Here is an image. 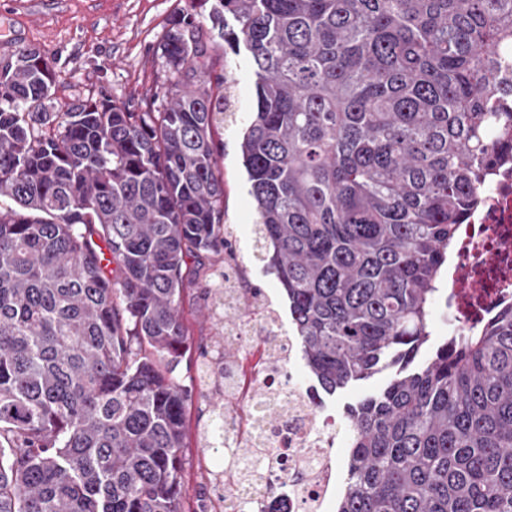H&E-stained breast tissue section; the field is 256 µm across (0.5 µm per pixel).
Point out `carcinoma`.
<instances>
[{
    "instance_id": "carcinoma-1",
    "label": "carcinoma",
    "mask_w": 512,
    "mask_h": 512,
    "mask_svg": "<svg viewBox=\"0 0 512 512\" xmlns=\"http://www.w3.org/2000/svg\"><path fill=\"white\" fill-rule=\"evenodd\" d=\"M169 21L163 93L42 112L0 72V512H181L188 259L224 251L216 52L250 53L239 150L262 260L308 372L346 408L336 512H512V298L431 308L462 224L512 164V0H203ZM199 381L224 388V340ZM394 375L393 369H388L373 376L371 379L356 383L336 393L332 397H324L322 407L333 412L342 419V413L347 403H353L366 395L380 391Z\"/></svg>"
}]
</instances>
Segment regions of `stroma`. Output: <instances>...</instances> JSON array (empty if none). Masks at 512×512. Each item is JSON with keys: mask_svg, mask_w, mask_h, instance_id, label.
<instances>
[{"mask_svg": "<svg viewBox=\"0 0 512 512\" xmlns=\"http://www.w3.org/2000/svg\"><path fill=\"white\" fill-rule=\"evenodd\" d=\"M190 0H0V69L15 64L20 50L30 48L53 60L58 79L45 109L59 111L100 94L136 109L166 78L160 45L171 15ZM215 69L233 75L235 114L218 128L224 145L219 168L224 176V222L233 233L223 256L205 261L203 274L231 260L241 285L256 288L280 322L279 334L292 333L288 303L278 280L256 258L255 214L247 174L239 152V136L253 117L254 68L248 51L216 59ZM209 299L202 281L187 285L181 314L187 327L188 351L174 373L192 390L186 413L185 464L182 471V510L198 512L215 493L207 469L214 456L201 448L200 434L211 422L212 395L198 380L201 353L214 330L207 316Z\"/></svg>", "mask_w": 512, "mask_h": 512, "instance_id": "1", "label": "stroma"}]
</instances>
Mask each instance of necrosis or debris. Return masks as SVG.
Listing matches in <instances>:
<instances>
[{
	"mask_svg": "<svg viewBox=\"0 0 512 512\" xmlns=\"http://www.w3.org/2000/svg\"><path fill=\"white\" fill-rule=\"evenodd\" d=\"M456 324L472 325L480 310L512 293V172L498 174L472 220L460 232L456 262L448 269ZM246 330H225L224 426L242 448H262L270 459L261 472L224 473V503L249 499L255 512H327L336 500L340 471L335 419L321 416L304 378L281 391L272 354L290 361L287 336H260L247 348Z\"/></svg>",
	"mask_w": 512,
	"mask_h": 512,
	"instance_id": "1",
	"label": "necrosis or debris"
}]
</instances>
